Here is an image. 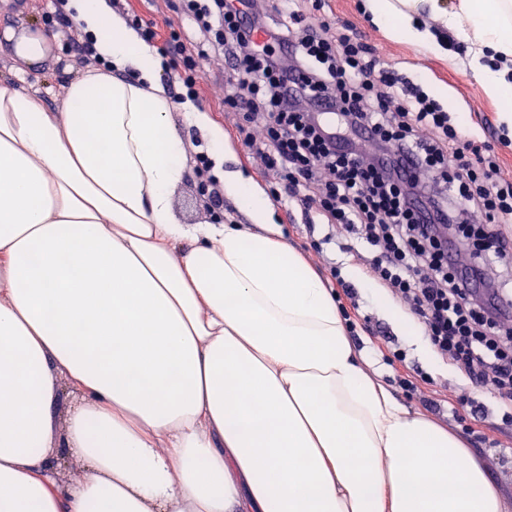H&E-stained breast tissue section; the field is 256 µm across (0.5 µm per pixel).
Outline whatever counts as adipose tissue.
I'll return each instance as SVG.
<instances>
[{
    "instance_id": "ef3b65f1",
    "label": "adipose tissue",
    "mask_w": 512,
    "mask_h": 512,
    "mask_svg": "<svg viewBox=\"0 0 512 512\" xmlns=\"http://www.w3.org/2000/svg\"><path fill=\"white\" fill-rule=\"evenodd\" d=\"M421 2L366 6L441 53ZM429 2L485 93L512 97V0ZM65 10L101 68L56 112L0 81V512H502L463 443L368 373L250 180L224 191L251 225L177 220L162 58L110 0ZM5 37L29 66L56 44L39 25Z\"/></svg>"
}]
</instances>
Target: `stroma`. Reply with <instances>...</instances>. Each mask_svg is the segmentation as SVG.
I'll return each mask as SVG.
<instances>
[{"label":"stroma","mask_w":512,"mask_h":512,"mask_svg":"<svg viewBox=\"0 0 512 512\" xmlns=\"http://www.w3.org/2000/svg\"><path fill=\"white\" fill-rule=\"evenodd\" d=\"M322 17L340 25L356 29L376 49L377 54L389 64L424 83L439 99L455 109L463 110L472 117V126H480L484 115L499 119L502 105L486 96L480 83L468 68V54L451 51L450 55H434L408 41H398L389 36L385 28L372 22L365 9V0H319ZM53 0H0V30L21 28L30 23L42 22L48 12L53 11ZM124 17L139 15L144 21L153 22L158 29L181 31L187 42H194L195 31L190 20L178 9L175 0H124ZM53 33L58 45L52 58L45 64L27 69L22 85L39 90L48 108L60 107L66 96L69 82L82 65L76 53L65 51L62 44L67 28L58 25ZM198 107L203 110L212 125L224 133V157L215 163L216 172L239 173L252 180L255 187L270 198L271 220L278 224L282 237L294 247L306 262L325 281L333 285L332 266H340L346 281L354 286L355 301L363 314L370 318L369 330H358L353 341L361 351L369 371L376 380L384 384L408 409L430 416L436 424L448 428L459 436L466 447L482 463L490 479L499 490L504 512H512V428L501 421L496 400L488 392H479L478 398L487 414L474 424L456 420L447 411L432 412L429 399L447 401L448 398H466L470 385L460 378L452 363L443 362L436 356L424 354L410 336L400 328L398 322L387 313L382 299L389 293L375 286L366 271L354 264L353 250L361 249L360 240L344 233L328 237V228L316 225L308 229L304 213H297L295 222H288L287 199L275 197L278 183L261 160L251 154L243 141L237 140L232 128L237 122L236 114L224 109V63L211 60L203 65L200 81ZM172 120L184 140L186 173L183 181L172 193L173 211L181 223L200 224L220 221L225 224H246L250 218L232 197H225L222 206L207 201L199 188L195 176L197 156H212L213 147L208 137L191 124L184 112L173 110ZM407 354L408 365L418 367L422 378L416 379L413 390L402 389L397 381L398 372L390 357L394 350Z\"/></svg>","instance_id":"stroma-1"}]
</instances>
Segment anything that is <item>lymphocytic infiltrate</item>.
<instances>
[{
  "instance_id": "lymphocytic-infiltrate-1",
  "label": "lymphocytic infiltrate",
  "mask_w": 512,
  "mask_h": 512,
  "mask_svg": "<svg viewBox=\"0 0 512 512\" xmlns=\"http://www.w3.org/2000/svg\"><path fill=\"white\" fill-rule=\"evenodd\" d=\"M200 41L179 31L159 38L175 59L178 82L198 93L201 63L224 62V107L241 115L237 131L283 181L289 200L322 223L357 235L371 278L406 304L434 352L499 402L512 423V320L486 291L512 264V182L493 147L463 120L347 28L308 13L305 0H278L272 15L249 0H179ZM261 125L254 138L251 125ZM474 261H448L449 245Z\"/></svg>"
}]
</instances>
